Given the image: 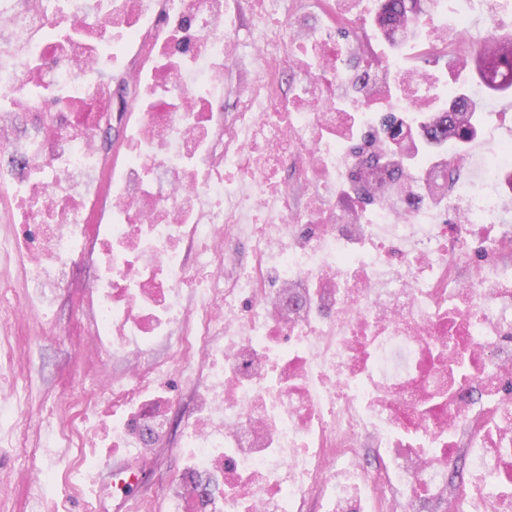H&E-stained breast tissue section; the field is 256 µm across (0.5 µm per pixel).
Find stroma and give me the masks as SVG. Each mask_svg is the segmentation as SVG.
<instances>
[{
	"label": "stroma",
	"instance_id": "stroma-1",
	"mask_svg": "<svg viewBox=\"0 0 512 512\" xmlns=\"http://www.w3.org/2000/svg\"><path fill=\"white\" fill-rule=\"evenodd\" d=\"M424 37H417L403 52L412 69L431 71L436 77V104L447 101V83L479 80L473 58L459 63L427 53ZM86 267H75L72 285L58 295L49 313L25 306L29 293L13 258L0 252V275H8L14 293L0 297V309L12 310L14 319L6 330L11 338L12 359L0 355V401L13 406L16 429L25 435L27 448L10 444L8 430H0V512H57L54 500L41 497L33 480L37 470L56 476L54 492L66 495V512H116L118 498L103 495L114 464L137 462L143 470L142 484L129 500L130 512H173L169 489L189 464L179 442L191 415L194 390L178 375H168L162 389L172 404L167 437L149 456L133 460L128 450L102 444L100 424L108 421L112 407L101 387L99 358L88 351L86 303L80 284ZM93 402L89 412V438L81 448H47L46 433L65 423L70 402Z\"/></svg>",
	"mask_w": 512,
	"mask_h": 512
}]
</instances>
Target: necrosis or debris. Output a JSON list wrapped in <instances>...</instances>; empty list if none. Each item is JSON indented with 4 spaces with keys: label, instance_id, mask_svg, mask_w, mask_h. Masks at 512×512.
Masks as SVG:
<instances>
[{
    "label": "necrosis or debris",
    "instance_id": "1",
    "mask_svg": "<svg viewBox=\"0 0 512 512\" xmlns=\"http://www.w3.org/2000/svg\"><path fill=\"white\" fill-rule=\"evenodd\" d=\"M245 2L262 35L224 121L200 86L239 54L235 0H0V188L29 303L50 309L74 262H92L88 334L112 337L126 363V379L101 378L112 430L137 455L167 425L144 394L170 369L205 373L175 512H302L315 496L323 512H418L447 503L461 451L465 512H512V138L449 156L441 202L417 175L381 193L387 172L354 153L344 106L390 98L369 35L378 0H328L319 21L304 0L288 17L278 0ZM474 2L489 9L481 30L425 15L429 50L512 29V0ZM110 35L150 66L123 69L141 141L105 177L94 130L112 110ZM285 68L299 87L288 98ZM240 238L250 262L233 275ZM144 299L166 310L178 352L148 371Z\"/></svg>",
    "mask_w": 512,
    "mask_h": 512
}]
</instances>
